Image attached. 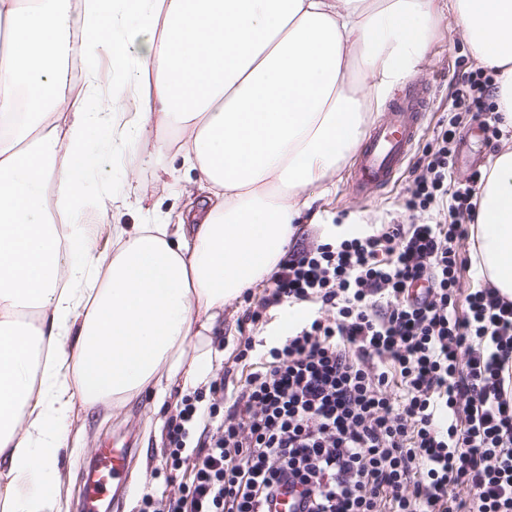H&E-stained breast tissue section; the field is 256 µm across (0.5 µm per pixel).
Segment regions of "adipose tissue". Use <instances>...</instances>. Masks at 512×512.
Returning <instances> with one entry per match:
<instances>
[{"label":"adipose tissue","instance_id":"ef3b65f1","mask_svg":"<svg viewBox=\"0 0 512 512\" xmlns=\"http://www.w3.org/2000/svg\"><path fill=\"white\" fill-rule=\"evenodd\" d=\"M447 12L500 68L512 130V0H0V512H56L75 405L209 382L225 305L282 259L306 191L330 192ZM65 52L83 63L76 93ZM103 139L180 156L207 189L199 208L113 225L97 254L80 214ZM472 261L512 299V143L479 190Z\"/></svg>","mask_w":512,"mask_h":512}]
</instances>
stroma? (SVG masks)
I'll use <instances>...</instances> for the list:
<instances>
[{
  "label": "stroma",
  "instance_id": "stroma-1",
  "mask_svg": "<svg viewBox=\"0 0 512 512\" xmlns=\"http://www.w3.org/2000/svg\"><path fill=\"white\" fill-rule=\"evenodd\" d=\"M475 66L457 18L450 13L445 14L440 18L429 45L427 60L414 79L415 84L429 87L431 104L422 132L404 168L391 185L361 198L350 187L354 161L346 159L336 176L332 192L316 200L311 209L303 214V222L297 226L290 243L291 249L310 247L334 236L355 234L363 231L366 225L393 217L408 221L409 214L404 203L408 185L420 173L418 161L439 127L448 121L455 81ZM500 147V139L487 137L478 125L467 126L460 133L451 168L452 177L464 180L473 172L485 171ZM129 163L127 153H107L101 174L85 186L88 196L109 193L118 198L116 209L102 213L91 206L82 215L83 223L90 225L94 231L97 252H111L113 225L147 224L157 217L174 218L189 204L187 195L181 194L178 187L173 186L170 177H157L156 164L149 159L138 163L139 179L150 187L148 197H141L136 185L125 180ZM264 289V284H257L249 289L247 295L232 301L224 309V358L216 366L213 377L224 381L226 387L242 384L252 370L250 360L239 362L235 359L241 337L250 336L258 341L264 339L270 328L284 334L298 318L297 312L291 311L274 315L255 325L250 324L245 312L259 304ZM179 403L178 395L160 401L154 392L146 390L118 407L100 405L90 410L76 408L66 446L60 452L61 512H77L88 461L94 448L105 438L119 435L135 436L137 447L130 459L126 486L113 512H132L144 494H161L169 474L165 455L166 421L175 414Z\"/></svg>",
  "mask_w": 512,
  "mask_h": 512
}]
</instances>
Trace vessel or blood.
Instances as JSON below:
<instances>
[{
    "label": "vessel or blood",
    "instance_id": "b4317fda",
    "mask_svg": "<svg viewBox=\"0 0 512 512\" xmlns=\"http://www.w3.org/2000/svg\"><path fill=\"white\" fill-rule=\"evenodd\" d=\"M428 95V88L420 87L398 97L388 120L371 130L353 170L356 193L383 188L402 170L420 135ZM131 455L128 442L119 448L106 444L95 449L97 466L84 483L81 512H97L98 502L111 500L113 484L125 476Z\"/></svg>",
    "mask_w": 512,
    "mask_h": 512
}]
</instances>
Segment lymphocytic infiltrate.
Returning a JSON list of instances; mask_svg holds the SVG:
<instances>
[{
	"label": "lymphocytic infiltrate",
	"mask_w": 512,
	"mask_h": 512,
	"mask_svg": "<svg viewBox=\"0 0 512 512\" xmlns=\"http://www.w3.org/2000/svg\"><path fill=\"white\" fill-rule=\"evenodd\" d=\"M498 73L456 83L453 113L407 188L410 222L286 255L262 310L307 307L220 409L185 395L168 421L177 494L140 512H269L280 487L303 512H512V300L466 285L480 174L449 176L457 136L498 121Z\"/></svg>",
	"instance_id": "f902f5d3"
}]
</instances>
